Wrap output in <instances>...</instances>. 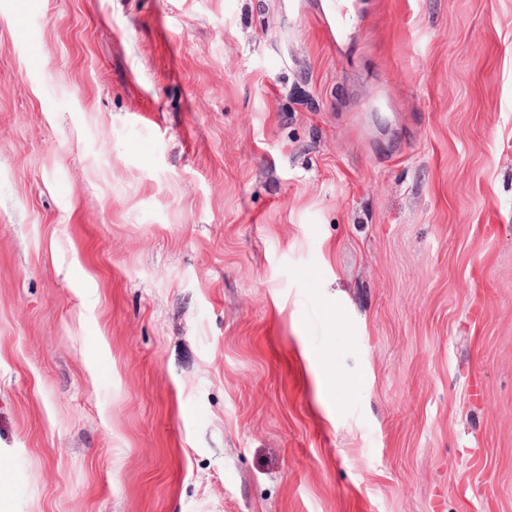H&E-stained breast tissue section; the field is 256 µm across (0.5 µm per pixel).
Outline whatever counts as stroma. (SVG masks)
I'll return each mask as SVG.
<instances>
[{
	"mask_svg": "<svg viewBox=\"0 0 512 512\" xmlns=\"http://www.w3.org/2000/svg\"><path fill=\"white\" fill-rule=\"evenodd\" d=\"M319 2L0 0L6 512H512V0Z\"/></svg>",
	"mask_w": 512,
	"mask_h": 512,
	"instance_id": "stroma-1",
	"label": "stroma"
}]
</instances>
